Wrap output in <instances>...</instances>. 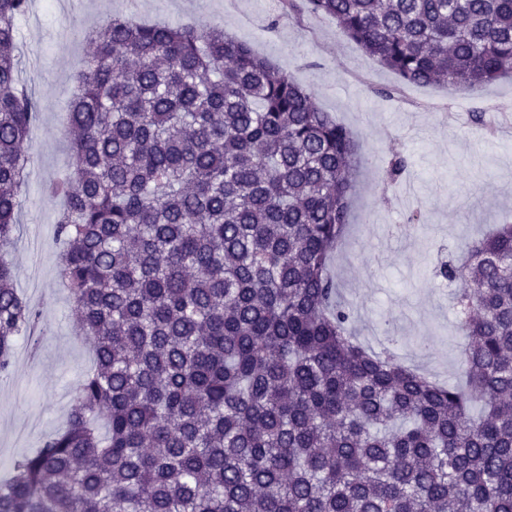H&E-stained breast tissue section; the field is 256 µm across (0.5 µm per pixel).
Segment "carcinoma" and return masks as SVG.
<instances>
[{
	"label": "carcinoma",
	"instance_id": "obj_1",
	"mask_svg": "<svg viewBox=\"0 0 512 512\" xmlns=\"http://www.w3.org/2000/svg\"><path fill=\"white\" fill-rule=\"evenodd\" d=\"M403 84L512 75V0H283ZM0 0V375L38 313L9 259L38 103ZM54 224L93 365L66 427L0 479V512H512V224L439 274L448 384L352 331L329 271L352 132L217 26L122 14L85 33Z\"/></svg>",
	"mask_w": 512,
	"mask_h": 512
}]
</instances>
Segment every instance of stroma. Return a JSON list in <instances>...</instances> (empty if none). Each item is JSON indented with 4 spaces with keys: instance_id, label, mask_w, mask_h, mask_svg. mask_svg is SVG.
<instances>
[{
    "instance_id": "obj_1",
    "label": "stroma",
    "mask_w": 512,
    "mask_h": 512,
    "mask_svg": "<svg viewBox=\"0 0 512 512\" xmlns=\"http://www.w3.org/2000/svg\"><path fill=\"white\" fill-rule=\"evenodd\" d=\"M114 13L223 26L294 75L357 135L362 165L332 275L364 344L393 348L407 365L452 379L464 345L454 333L458 287L433 270L441 249L512 222V134L470 120L474 112L512 110V78L476 93L401 85L394 72L342 36L332 18L289 14L279 0H32L18 24V41L22 77L40 110L26 141L31 173L21 192L22 225L11 259L15 284L39 310L41 326L37 336L19 338L14 368L0 378V476L65 426L73 391L93 362L89 344L75 335L57 265L54 224L62 202L46 187L69 161L66 113L87 51L82 34ZM397 154L409 169L390 186L383 169ZM416 207L422 211L418 228L397 233L396 225Z\"/></svg>"
}]
</instances>
